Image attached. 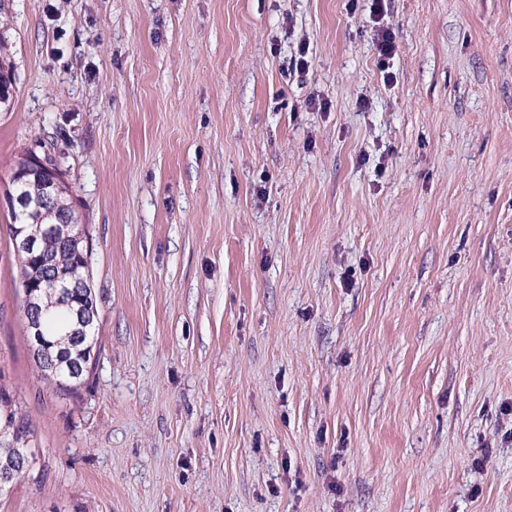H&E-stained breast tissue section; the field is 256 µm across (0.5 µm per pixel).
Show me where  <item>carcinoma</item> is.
Masks as SVG:
<instances>
[{
    "instance_id": "obj_1",
    "label": "carcinoma",
    "mask_w": 512,
    "mask_h": 512,
    "mask_svg": "<svg viewBox=\"0 0 512 512\" xmlns=\"http://www.w3.org/2000/svg\"><path fill=\"white\" fill-rule=\"evenodd\" d=\"M13 186L11 195L23 199L33 200L42 194V185L32 177L18 180L10 178ZM70 194L60 196L56 212L41 216L38 212H27L14 206L10 208V233L14 249L20 265L21 281L33 278L36 258L24 251L18 238V227L22 224H40L47 228L58 222L61 217H69V222L79 223L76 209L72 205ZM46 264L44 275L69 278L78 275L90 282L89 260L91 251L72 250L59 247L52 237H47ZM37 310L24 309L27 334L31 335L34 329H39L42 338L48 343L44 354L33 355L38 373L48 388L62 396L74 397L78 395L81 386L87 383L89 374L84 367L96 365L92 361L91 353L86 349L88 341L78 336L70 335L75 324L74 309L77 305H87L97 309L92 293L86 296L69 295L65 288H39L36 291ZM4 376L0 374V432L14 434L13 441L3 439L0 441V481L4 476H11V482L28 477L31 481L40 482L41 476L32 471H23L18 466V449L24 448L34 441L35 430L29 419L21 414L18 403L7 384L3 383Z\"/></svg>"
}]
</instances>
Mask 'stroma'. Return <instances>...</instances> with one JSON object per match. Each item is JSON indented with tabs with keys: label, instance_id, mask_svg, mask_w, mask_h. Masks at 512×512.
Segmentation results:
<instances>
[{
	"label": "stroma",
	"instance_id": "obj_1",
	"mask_svg": "<svg viewBox=\"0 0 512 512\" xmlns=\"http://www.w3.org/2000/svg\"><path fill=\"white\" fill-rule=\"evenodd\" d=\"M370 6L0 0V370L42 473L0 512H512V0ZM28 149L93 243L74 399L21 312ZM375 38H374V46L375 50L377 52L379 62L381 64L386 63V59L390 60L395 52H396V45H395V38L394 34L391 30L385 28V27H379V29L375 30ZM32 154L30 151H25L24 154L20 155L15 161L10 182L13 186V192L10 191L9 195L13 197H20L23 199L33 200L42 194V185L40 182L34 180L31 176L25 177L22 180H16L15 174L24 169L27 165L28 157ZM44 159L47 163L41 158H32L31 161L33 162V166L29 172L30 175L35 177L39 178L44 176L48 179L46 181L47 192L44 196V200L41 202V205L51 200L54 196H58L61 191L65 189V184L68 185L67 180L62 177L59 172H55L51 169V166H49H56L55 161L51 157H44Z\"/></svg>",
	"mask_w": 512,
	"mask_h": 512
}]
</instances>
